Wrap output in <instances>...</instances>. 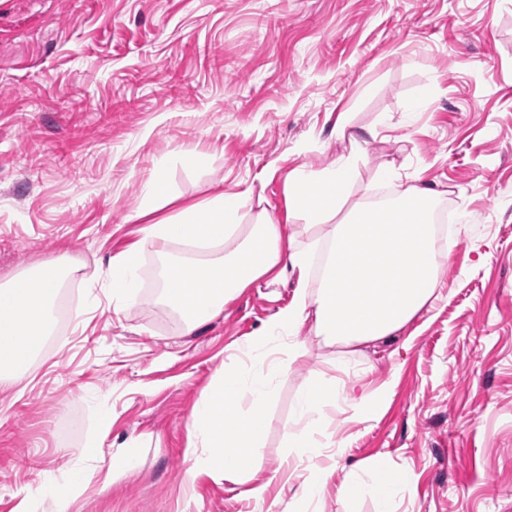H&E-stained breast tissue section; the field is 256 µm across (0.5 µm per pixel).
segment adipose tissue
Returning <instances> with one entry per match:
<instances>
[{"label":"adipose tissue","instance_id":"adipose-tissue-1","mask_svg":"<svg viewBox=\"0 0 512 512\" xmlns=\"http://www.w3.org/2000/svg\"><path fill=\"white\" fill-rule=\"evenodd\" d=\"M354 158L346 156L320 170L299 168L285 178L287 211L276 220L256 208L249 193L216 194L177 214L157 217L166 195L160 179L148 181L137 213L145 227L140 239L116 257L108 274V300L114 314L125 312L137 297L144 251L164 253L179 241L206 249L201 260L165 262L160 301L178 314L186 331L220 315L224 305L271 273L294 280L291 303L252 336L249 371L225 367L224 375L200 399L193 429L199 447L192 469L244 485L255 500L266 498L272 480L294 485L289 512H308L320 498L332 472L322 464L332 440H321L325 410L342 388L310 378L299 395L291 425L297 436L289 467L271 479L258 476L256 450L267 427L274 384L288 373L291 346L281 357L279 345L311 326L325 345L355 350L375 347L404 330L439 297L437 270L447 240L429 215L442 192L414 178L397 183L385 204L349 203ZM61 279L31 272L0 284V309L11 317L0 322V381L19 383L52 326V306ZM88 478L73 473L62 486L24 488L21 507L37 496L49 497L52 512H72Z\"/></svg>","mask_w":512,"mask_h":512}]
</instances>
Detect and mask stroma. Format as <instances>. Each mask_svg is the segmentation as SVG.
Wrapping results in <instances>:
<instances>
[{
  "instance_id": "35a3bbf8",
  "label": "stroma",
  "mask_w": 512,
  "mask_h": 512,
  "mask_svg": "<svg viewBox=\"0 0 512 512\" xmlns=\"http://www.w3.org/2000/svg\"><path fill=\"white\" fill-rule=\"evenodd\" d=\"M362 146L351 199L387 202L393 169L447 191L439 299L402 334L335 363L299 332L302 355L267 409L262 474L285 458L308 374L344 381L325 412L340 442L310 512H341L336 486L409 474L391 512H512V0H0V283L65 261L67 321L23 383H0V512L19 487L93 478L74 512H288L289 493L250 499L207 470L187 476L203 391L290 303L261 280L192 333L158 300L161 260L114 315L101 290L141 236V185L161 212L245 191L284 218L287 173ZM389 396L371 418L362 398ZM111 424L100 429L101 416ZM106 454L82 462L88 438ZM138 458L103 486L113 452Z\"/></svg>"
}]
</instances>
